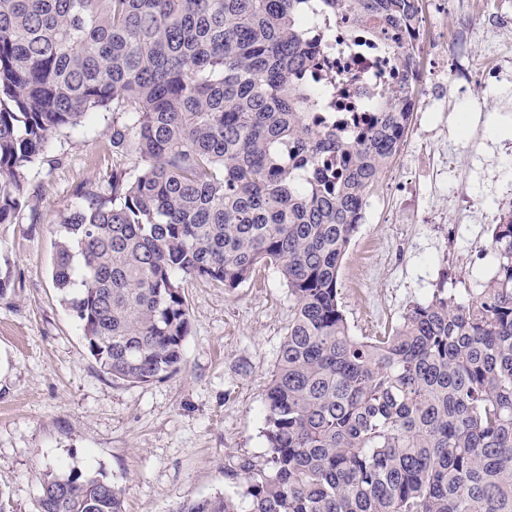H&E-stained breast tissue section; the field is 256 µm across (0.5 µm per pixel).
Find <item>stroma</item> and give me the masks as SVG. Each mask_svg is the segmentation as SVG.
<instances>
[{
	"label": "stroma",
	"mask_w": 512,
	"mask_h": 512,
	"mask_svg": "<svg viewBox=\"0 0 512 512\" xmlns=\"http://www.w3.org/2000/svg\"><path fill=\"white\" fill-rule=\"evenodd\" d=\"M476 71L487 73L483 111L488 143L476 160L477 180L449 177L445 189L419 188L420 210L403 213L393 181L417 182L416 157L396 155L375 183L366 222L351 240L339 272L342 308L356 335L396 323L406 307L429 298L439 270L474 283L488 272L471 264L487 245L489 201L505 191L499 174L506 160L496 143L512 142V73L492 75L495 62L512 56V40L496 27L474 36ZM112 115L89 116L72 131L53 135L45 158L29 173L42 219L0 224V275L14 288L0 294V504L5 512H35L43 471L104 475L122 489L123 512H180L187 502L221 493L244 497L250 480L242 466L263 464L266 388L292 316V300L279 272L261 270L256 282L232 291L185 282L192 322L183 364L172 378L145 384L112 380L90 355L79 322L55 288L51 269L55 229L67 209L80 205L82 187L104 191L112 163L134 166L128 152L112 154ZM447 212L463 234L445 241L427 224ZM374 236L397 247L408 238L403 266L371 257L358 261L359 241Z\"/></svg>",
	"instance_id": "obj_1"
}]
</instances>
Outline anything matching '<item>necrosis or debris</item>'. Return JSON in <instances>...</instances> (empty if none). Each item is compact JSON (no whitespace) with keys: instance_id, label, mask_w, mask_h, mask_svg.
<instances>
[{"instance_id":"necrosis-or-debris-1","label":"necrosis or debris","mask_w":512,"mask_h":512,"mask_svg":"<svg viewBox=\"0 0 512 512\" xmlns=\"http://www.w3.org/2000/svg\"><path fill=\"white\" fill-rule=\"evenodd\" d=\"M458 19L448 35L445 51L432 50V38L423 25L405 26L376 18H358L351 11H312L311 40L316 62L308 82L319 97L312 122L325 132L345 138L368 125L387 100L403 96L407 86L419 93L410 110L423 125L418 156L426 165L432 183L448 178V164L434 148L439 131L430 127L434 114L446 111L442 87L456 83L459 97L469 94V72L459 60L470 51L472 33L492 21L490 11L478 0H459ZM418 50V65L405 69L401 56L406 47Z\"/></svg>"}]
</instances>
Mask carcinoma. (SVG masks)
Instances as JSON below:
<instances>
[{"mask_svg": "<svg viewBox=\"0 0 512 512\" xmlns=\"http://www.w3.org/2000/svg\"><path fill=\"white\" fill-rule=\"evenodd\" d=\"M306 0H0V224L35 193L52 135L112 112L108 194L60 219L52 280L110 377L178 372L184 288L234 290L276 268L293 314L266 394L265 466L180 512H512V209L491 225L479 288H438L380 336L352 333L341 258L410 113L390 100L362 134L310 126ZM414 23L420 0H342ZM344 159L334 184L319 150ZM36 512H122L104 477L43 474Z\"/></svg>", "mask_w": 512, "mask_h": 512, "instance_id": "carcinoma-1", "label": "carcinoma"}]
</instances>
